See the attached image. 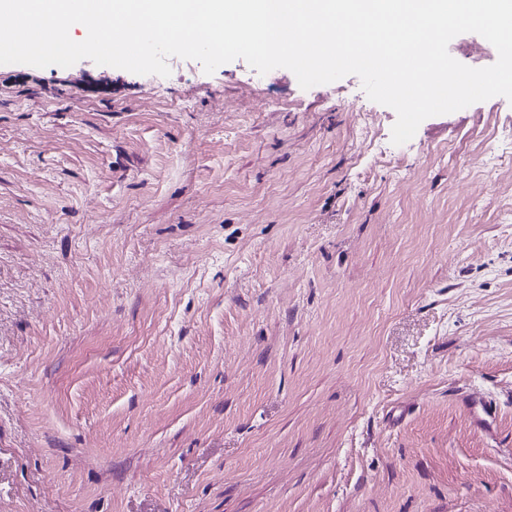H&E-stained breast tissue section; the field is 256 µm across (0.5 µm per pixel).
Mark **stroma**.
I'll use <instances>...</instances> for the list:
<instances>
[{
	"mask_svg": "<svg viewBox=\"0 0 512 512\" xmlns=\"http://www.w3.org/2000/svg\"><path fill=\"white\" fill-rule=\"evenodd\" d=\"M395 121L0 65V512H512V102Z\"/></svg>",
	"mask_w": 512,
	"mask_h": 512,
	"instance_id": "obj_1",
	"label": "stroma"
}]
</instances>
